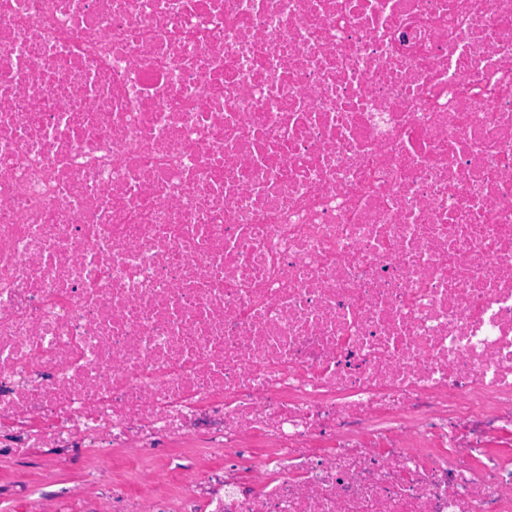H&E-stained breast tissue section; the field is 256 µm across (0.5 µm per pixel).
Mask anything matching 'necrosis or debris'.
Instances as JSON below:
<instances>
[{"instance_id":"1","label":"necrosis or debris","mask_w":512,"mask_h":512,"mask_svg":"<svg viewBox=\"0 0 512 512\" xmlns=\"http://www.w3.org/2000/svg\"><path fill=\"white\" fill-rule=\"evenodd\" d=\"M512 0H0V430L103 512H512Z\"/></svg>"}]
</instances>
